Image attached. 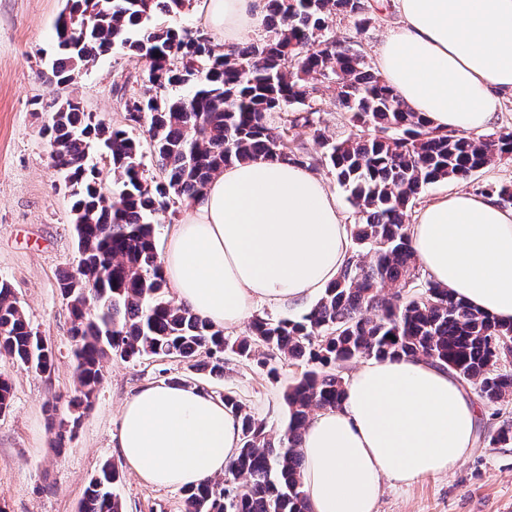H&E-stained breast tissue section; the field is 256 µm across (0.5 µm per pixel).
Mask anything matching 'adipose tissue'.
Listing matches in <instances>:
<instances>
[{"mask_svg":"<svg viewBox=\"0 0 512 512\" xmlns=\"http://www.w3.org/2000/svg\"><path fill=\"white\" fill-rule=\"evenodd\" d=\"M400 22L379 53L384 78L431 126L479 133L512 92V0H395ZM223 41L261 28L263 0H202ZM431 280L512 322V209L454 192L411 225ZM350 247L335 196L305 166H227L173 225L163 274L182 303L220 328L259 306L306 301L332 282ZM479 406L455 377L421 359L370 360L348 375L342 406L318 412L302 442L311 512H374L383 480L409 483L455 467L476 443ZM240 425L223 401L154 381L128 398L114 442L144 481L185 489L223 473Z\"/></svg>","mask_w":512,"mask_h":512,"instance_id":"ef3b65f1","label":"adipose tissue"}]
</instances>
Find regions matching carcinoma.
<instances>
[{"instance_id": "carcinoma-1", "label": "carcinoma", "mask_w": 512, "mask_h": 512, "mask_svg": "<svg viewBox=\"0 0 512 512\" xmlns=\"http://www.w3.org/2000/svg\"><path fill=\"white\" fill-rule=\"evenodd\" d=\"M192 0H67L55 27L49 82L72 83L119 46L147 62V91L124 102L128 121L148 134L159 181L145 176L139 142L66 99L44 125L53 167L71 198L77 260L59 288L72 317L76 386L68 406L88 410L103 380L102 362L144 356L178 358L224 376V352L267 363L274 354L305 362L284 392L280 423L256 418L232 393H218L241 423V446L224 477L183 491V512H309L303 490L302 435L310 414L342 405L343 370L352 361L424 358L452 374L500 418L483 437L512 444V323L466 306L448 289L419 277L409 211L425 188L466 180L512 154V132L485 136L434 128L408 110L384 77L344 39L327 35L333 19L372 21L369 0H266L262 34L219 46L160 22ZM336 85V110L348 126L329 139L313 112L289 117L322 84ZM186 92L171 97L167 91ZM313 128L321 162L350 192L359 221L336 278L298 319L255 316L234 339L168 298L152 216L175 200L200 199L221 168L258 157L307 164L290 132ZM101 149L116 188L106 194L91 154ZM393 338H388V335ZM0 355L40 372L52 347L39 336L0 281ZM79 417L50 422L64 445ZM120 472L102 466L85 488L80 512H123Z\"/></svg>"}]
</instances>
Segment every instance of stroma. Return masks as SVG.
Wrapping results in <instances>:
<instances>
[{
	"mask_svg": "<svg viewBox=\"0 0 512 512\" xmlns=\"http://www.w3.org/2000/svg\"><path fill=\"white\" fill-rule=\"evenodd\" d=\"M372 21L356 32L351 21L332 24L336 38L356 37L369 65L396 26L394 0H370ZM65 0H0V279L9 282L33 328L54 352L51 372L24 371L0 356V374L11 379L10 411L0 416V512H78L84 490L107 463L118 467L119 493L125 512H181L182 494L175 488L150 485L136 476L114 448L121 404L154 380L181 378L216 391L234 392L255 416L271 422L285 417L283 393L302 372L299 362L273 356L268 367L232 353L224 355V376L216 379L188 370L174 358L103 361V380L92 408L81 417L63 447H55L51 417L67 416L58 395L74 388L71 316L58 280L72 269L76 245L67 194L59 184L42 133L51 106L74 98L87 111L115 128L130 129L140 143L147 178H160L150 140L131 128L124 101L145 90L146 62L116 47L100 57L73 83L47 84L44 58L54 46V22ZM334 89L315 96L313 127H296L295 143L336 195L345 223L356 221L347 192L318 159L321 148L314 128L326 135L341 131ZM512 186V158L492 162L464 181L431 185L413 207L412 216L442 195L458 190L480 193L485 186ZM375 512H512V446L472 448L454 469L408 484L383 480Z\"/></svg>",
	"mask_w": 512,
	"mask_h": 512,
	"instance_id": "35a3bbf8",
	"label": "stroma"
}]
</instances>
